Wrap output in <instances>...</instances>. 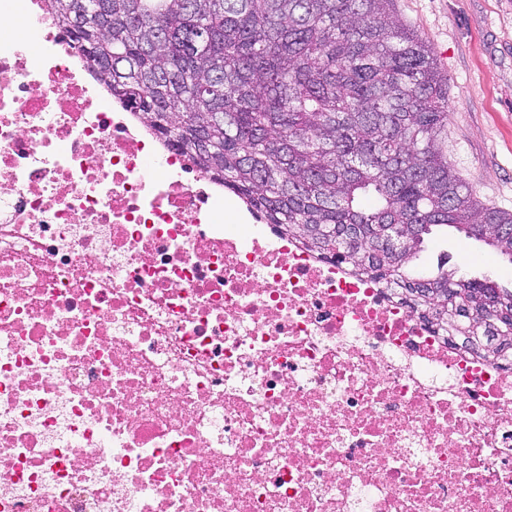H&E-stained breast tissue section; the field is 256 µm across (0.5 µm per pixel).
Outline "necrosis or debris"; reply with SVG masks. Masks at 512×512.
Segmentation results:
<instances>
[{
  "mask_svg": "<svg viewBox=\"0 0 512 512\" xmlns=\"http://www.w3.org/2000/svg\"><path fill=\"white\" fill-rule=\"evenodd\" d=\"M232 211L0 0V512H512V364Z\"/></svg>",
  "mask_w": 512,
  "mask_h": 512,
  "instance_id": "necrosis-or-debris-1",
  "label": "necrosis or debris"
}]
</instances>
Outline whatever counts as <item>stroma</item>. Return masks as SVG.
Masks as SVG:
<instances>
[{"label": "stroma", "instance_id": "obj_1", "mask_svg": "<svg viewBox=\"0 0 512 512\" xmlns=\"http://www.w3.org/2000/svg\"><path fill=\"white\" fill-rule=\"evenodd\" d=\"M430 41L448 83V163L480 201L512 212V0H395ZM421 261L512 289V261L450 227L435 228Z\"/></svg>", "mask_w": 512, "mask_h": 512}]
</instances>
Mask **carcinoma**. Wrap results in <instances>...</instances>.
<instances>
[{
	"mask_svg": "<svg viewBox=\"0 0 512 512\" xmlns=\"http://www.w3.org/2000/svg\"><path fill=\"white\" fill-rule=\"evenodd\" d=\"M48 2L100 85L277 234L512 354V290L418 268L438 226L512 262V213L451 170L446 82L394 0Z\"/></svg>",
	"mask_w": 512,
	"mask_h": 512,
	"instance_id": "obj_1",
	"label": "carcinoma"
}]
</instances>
